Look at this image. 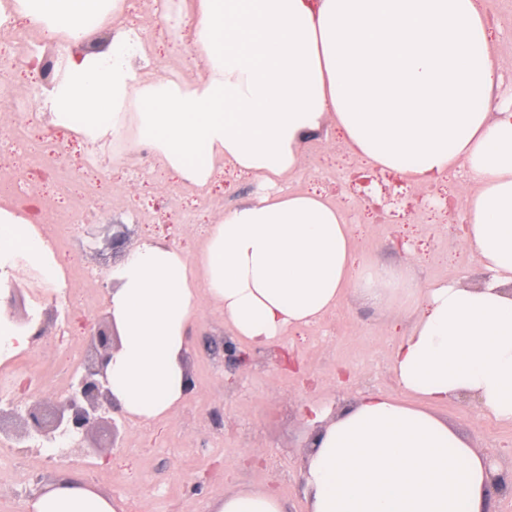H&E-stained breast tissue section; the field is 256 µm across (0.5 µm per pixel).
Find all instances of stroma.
Returning a JSON list of instances; mask_svg holds the SVG:
<instances>
[{
	"mask_svg": "<svg viewBox=\"0 0 512 512\" xmlns=\"http://www.w3.org/2000/svg\"><path fill=\"white\" fill-rule=\"evenodd\" d=\"M485 8L503 75L499 94L505 97L512 94V0H485ZM356 166L327 126L302 143L299 169L282 187L329 193L354 224L358 252L370 264L423 284L479 282L480 265L461 244L463 217L444 205L465 191V171L425 187L389 173L356 179ZM178 185L167 170L113 171L111 199L81 224L60 255L63 264L100 272L99 288L108 290L107 275L118 262L109 243L112 222L127 225L131 244L157 237L192 254L206 225L264 192L259 181L228 175L205 198L187 195L174 206L170 193ZM148 213L165 214L167 220L144 225ZM44 284L42 274L15 263L7 286L0 287V319L24 311L45 328L25 352L34 364L59 341L62 310L39 299ZM12 296L17 305H9ZM199 305L200 319L189 332L194 387L174 414L146 426L118 421L116 446L108 456L75 454L65 466L49 459L45 449L11 442V460L0 465V512H24L41 483L62 475L124 501L126 512H208L209 503L226 493L266 488L278 493L287 512H307L302 460L311 425L302 408L335 410L369 391L398 395L391 344L395 332L409 326L410 308L396 299L379 303L350 294L318 323L251 350L249 363L239 365L224 352L231 335L223 316L207 300ZM436 412L477 452L500 463L512 461V423L481 417L465 399L437 406ZM20 466L33 470L37 482L18 483Z\"/></svg>",
	"mask_w": 512,
	"mask_h": 512,
	"instance_id": "stroma-1",
	"label": "stroma"
}]
</instances>
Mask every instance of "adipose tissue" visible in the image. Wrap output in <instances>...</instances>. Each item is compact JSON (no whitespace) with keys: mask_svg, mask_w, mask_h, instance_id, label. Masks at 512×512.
Returning a JSON list of instances; mask_svg holds the SVG:
<instances>
[{"mask_svg":"<svg viewBox=\"0 0 512 512\" xmlns=\"http://www.w3.org/2000/svg\"><path fill=\"white\" fill-rule=\"evenodd\" d=\"M24 24L80 47L111 0H19ZM189 49L205 79L152 75L159 47L119 25L107 51L70 56L37 109L53 124L80 115L82 143L136 148L209 190L232 170L265 183L295 172L301 144L331 122L372 167L432 185L457 169L471 182L462 246L482 284L404 279L360 260L352 224L317 191L265 196L226 211L200 249L146 239L109 273L117 333L106 372L133 421L168 419L186 395L188 329L200 300L236 339L260 349L316 324L349 293L400 291L413 319L391 366L403 393H370L316 433L305 464L309 512H486L498 469L432 412L472 398L512 423V96L492 104L500 66L484 0H187ZM62 282L63 266L24 217L0 209V265L15 256ZM27 512H124L78 480L43 486ZM210 512H286L267 490L214 500Z\"/></svg>","mask_w":512,"mask_h":512,"instance_id":"1","label":"adipose tissue"}]
</instances>
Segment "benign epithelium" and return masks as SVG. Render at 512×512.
<instances>
[{
  "label": "benign epithelium",
  "instance_id": "1",
  "mask_svg": "<svg viewBox=\"0 0 512 512\" xmlns=\"http://www.w3.org/2000/svg\"><path fill=\"white\" fill-rule=\"evenodd\" d=\"M130 239V230L124 224L112 232V252L124 250ZM93 349L91 359L73 378L64 393L55 399L39 400L20 413L12 404L0 408V420L14 418L23 422V431L16 434L21 441H35L56 449L59 461H67L72 451L90 444L94 453L115 448L118 428L115 420L106 414L116 410L109 389L106 365L112 351V325L97 326L90 334ZM110 427L107 445L92 444L93 433L101 425Z\"/></svg>",
  "mask_w": 512,
  "mask_h": 512
}]
</instances>
